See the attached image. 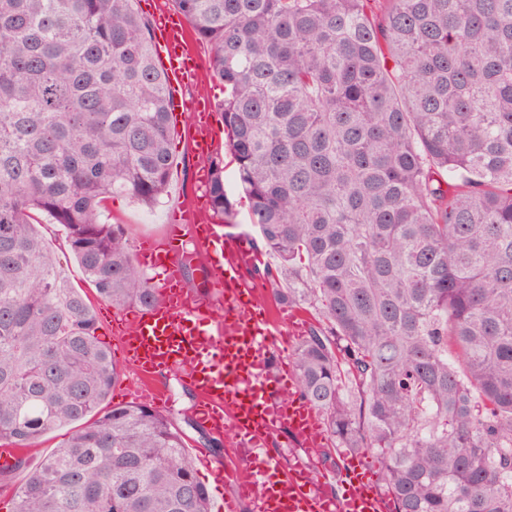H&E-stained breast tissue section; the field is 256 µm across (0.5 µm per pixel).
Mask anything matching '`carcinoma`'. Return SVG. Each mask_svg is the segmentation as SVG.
<instances>
[{
	"label": "carcinoma",
	"instance_id": "cac0c4a2",
	"mask_svg": "<svg viewBox=\"0 0 512 512\" xmlns=\"http://www.w3.org/2000/svg\"><path fill=\"white\" fill-rule=\"evenodd\" d=\"M139 0H0V446L76 423L11 512H209L37 233L116 309L157 300L103 202L165 193L175 127ZM224 86L237 187L332 445L391 512H512V0H173ZM212 210L233 217L224 159Z\"/></svg>",
	"mask_w": 512,
	"mask_h": 512
}]
</instances>
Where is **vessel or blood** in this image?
<instances>
[{
	"label": "vessel or blood",
	"mask_w": 512,
	"mask_h": 512,
	"mask_svg": "<svg viewBox=\"0 0 512 512\" xmlns=\"http://www.w3.org/2000/svg\"><path fill=\"white\" fill-rule=\"evenodd\" d=\"M153 43L167 74L169 110L187 119L191 152L207 157L219 148L207 98H190L200 57L187 42V23L174 11L151 8ZM193 241L207 260L210 275L203 292L183 286L180 260L185 241ZM136 259L150 271L156 302L114 311L112 333L125 363L136 372L130 396L160 404V380L177 371L197 396V420L211 432L232 437L233 469L198 452L200 468L232 494L214 504L215 512H390L376 481L355 466L341 473V494L324 492L311 471L328 443L318 412L298 394V379L285 354L302 316L290 319L258 310L241 269L246 258L224 234L220 218L192 203L174 209L165 231L140 241ZM287 428L304 457L282 466L269 452L274 432Z\"/></svg>",
	"instance_id": "b4317fda"
}]
</instances>
